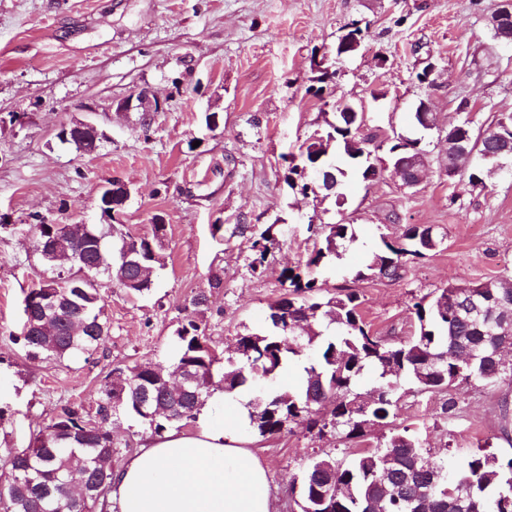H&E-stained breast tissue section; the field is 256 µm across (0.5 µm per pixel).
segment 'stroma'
<instances>
[{
	"label": "stroma",
	"mask_w": 512,
	"mask_h": 512,
	"mask_svg": "<svg viewBox=\"0 0 512 512\" xmlns=\"http://www.w3.org/2000/svg\"><path fill=\"white\" fill-rule=\"evenodd\" d=\"M490 10L491 0H0V457L27 447L62 407L94 421L110 370L169 363L194 294L210 295L196 320L217 349L265 331L270 304L286 291L284 271L319 246L320 225L343 219L356 235L317 270L321 298L358 292L365 321L381 336L413 334L412 304L448 283L512 275V175L472 188L450 185L445 172L446 134L461 100L486 128L494 115L512 113V44L493 41ZM355 20L368 32L355 52L337 56ZM430 61L434 73L419 82ZM325 70L332 78L322 84ZM142 87L164 102L147 127L139 113L109 108ZM423 100L436 117L428 130L414 119ZM346 102L364 108L362 133L419 139L430 170L418 187L387 175L366 182L353 169L335 195L318 188L304 197L288 187L282 154L335 122ZM210 113L218 117L212 130ZM76 120L104 131L96 152L59 141L60 128ZM113 180L129 190L117 218L128 236L150 235L156 218L166 226L152 289L135 295L102 281L104 343L89 356L30 361L9 334L22 323L25 292L53 275L32 247L31 228L108 224L99 198ZM394 213L399 223H389ZM240 224L274 229L262 274L250 269ZM410 224L441 232L439 250L401 281L353 280L381 234ZM216 273L219 288L211 285ZM458 397L451 420L441 413L443 395L405 385L393 424L416 427L430 458L454 465L480 450L511 457L501 403L512 402V386L465 385ZM111 427L117 470L147 431L123 412ZM247 442L269 472L276 512H299L294 484L312 460L348 461L377 439L319 438L294 424Z\"/></svg>",
	"instance_id": "stroma-1"
}]
</instances>
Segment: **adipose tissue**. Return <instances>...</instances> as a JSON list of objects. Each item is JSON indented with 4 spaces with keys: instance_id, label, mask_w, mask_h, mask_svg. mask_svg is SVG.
Returning <instances> with one entry per match:
<instances>
[{
    "instance_id": "1",
    "label": "adipose tissue",
    "mask_w": 512,
    "mask_h": 512,
    "mask_svg": "<svg viewBox=\"0 0 512 512\" xmlns=\"http://www.w3.org/2000/svg\"><path fill=\"white\" fill-rule=\"evenodd\" d=\"M249 394L217 389L195 428L147 437L114 473L109 512H273L267 473L236 435Z\"/></svg>"
}]
</instances>
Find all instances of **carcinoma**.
I'll list each match as a JSON object with an SVG mask.
<instances>
[{"instance_id": "cac0c4a2", "label": "carcinoma", "mask_w": 512, "mask_h": 512, "mask_svg": "<svg viewBox=\"0 0 512 512\" xmlns=\"http://www.w3.org/2000/svg\"><path fill=\"white\" fill-rule=\"evenodd\" d=\"M461 119L448 127V138L467 140L476 148L477 162L458 181L472 188L486 187L495 175L493 157L512 151V113L495 118L498 137L479 139L481 127L469 105H459ZM360 122L350 126L329 125L310 136L301 146V159L284 157L288 163L285 181L297 193L308 194V183H297L298 170L321 166L341 184L346 171L328 157L330 143L340 142L347 162L365 174L369 145L378 150L387 144L393 151L402 146L396 135L374 144V138L359 136ZM273 226L257 234L248 224L238 225L239 234L254 252L252 271L261 274L274 238ZM321 246L312 251L305 270L285 276L287 292L269 306V329L264 334L236 336L238 351L229 356L212 347L194 316L189 314L176 330L172 363L134 365L118 377L106 378L97 404V421L90 423L78 410L64 406L55 418L32 435L28 447L9 452L0 463L4 488L0 512H105L112 469L97 464L112 458L115 443L110 429L115 407L136 419L154 435L172 425L195 419V413L213 390L232 392L247 384L274 379L287 361L309 346L317 347L303 367L304 379L292 390L266 392L249 405L246 429L260 438L282 433L291 424H304L319 436L328 433L341 439H362L367 432L387 427L377 449L345 463L331 456L316 459L302 472L300 512H512V456L499 458L476 453L454 474H448L443 459L425 457L424 447L407 426L390 427L395 416L401 382L410 381L417 392L447 395L442 411L453 416L459 408L456 397L463 384L495 388L512 382V363L494 359L472 369L466 357L473 352L512 348V276L472 284L450 283L420 299L411 307L418 322L406 338H386L372 331L360 312V296L338 294L324 302L306 300L321 290L314 272L339 249L353 241V225L340 220L323 230ZM166 225H152L149 236L133 239L117 224L103 229L84 224L77 231L56 236L54 225H35V241L49 244L45 263L68 268L67 274L31 288L23 300L24 324L12 337L26 358L60 361L78 352H90L108 336L103 317V297L96 284L81 272L99 264L106 276L134 294L151 290L153 269L161 263L160 251ZM443 242L431 226L409 225L401 234L380 236V244L356 270L357 281L396 282L405 278L409 264L437 250ZM491 298L484 323L477 324L462 313L471 300ZM183 369L194 377L187 390H168L171 374ZM376 376L373 387L359 392L365 373ZM336 485V497L322 501L328 482Z\"/></svg>"}]
</instances>
